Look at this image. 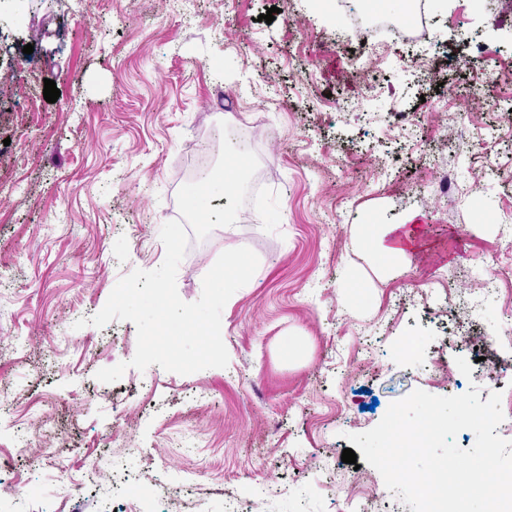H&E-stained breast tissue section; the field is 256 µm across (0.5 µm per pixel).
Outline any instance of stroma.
I'll return each mask as SVG.
<instances>
[{"label":"stroma","instance_id":"obj_1","mask_svg":"<svg viewBox=\"0 0 512 512\" xmlns=\"http://www.w3.org/2000/svg\"><path fill=\"white\" fill-rule=\"evenodd\" d=\"M333 3L0 8L14 58L0 67V454L22 472H0V512L17 495L41 512L64 487L66 512H228L254 499L266 512H411L374 467L342 462L348 434L416 389L512 391V0H426L432 39L363 47ZM396 112L413 123L394 125ZM199 156L212 182L239 161L204 223L183 204ZM412 215L418 249L382 266L362 225ZM172 220L190 235L183 301L200 298L223 251L259 258L222 310L227 367L140 371L132 322L75 326L122 276L162 264ZM121 362L118 382L96 379ZM47 448L66 449L62 467L33 466ZM88 455L121 494L84 483Z\"/></svg>","mask_w":512,"mask_h":512}]
</instances>
